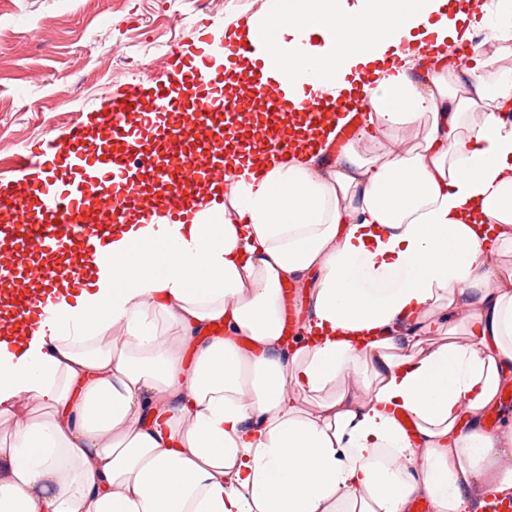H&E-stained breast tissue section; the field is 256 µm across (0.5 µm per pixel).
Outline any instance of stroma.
<instances>
[{
    "label": "stroma",
    "mask_w": 512,
    "mask_h": 512,
    "mask_svg": "<svg viewBox=\"0 0 512 512\" xmlns=\"http://www.w3.org/2000/svg\"><path fill=\"white\" fill-rule=\"evenodd\" d=\"M265 0H0V177L25 193L17 157L75 125L90 128L106 97L145 83L144 63L170 72L198 30L221 33Z\"/></svg>",
    "instance_id": "1"
}]
</instances>
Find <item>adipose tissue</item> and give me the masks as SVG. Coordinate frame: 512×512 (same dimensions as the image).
<instances>
[{"label":"adipose tissue","mask_w":512,"mask_h":512,"mask_svg":"<svg viewBox=\"0 0 512 512\" xmlns=\"http://www.w3.org/2000/svg\"><path fill=\"white\" fill-rule=\"evenodd\" d=\"M449 3L239 20L236 69L285 91L294 147L232 153L220 197L186 182L181 222L115 225L87 286L0 337V512L512 501V422L485 424L512 388V0ZM322 95L363 115L338 152L355 111L305 122Z\"/></svg>","instance_id":"obj_1"}]
</instances>
